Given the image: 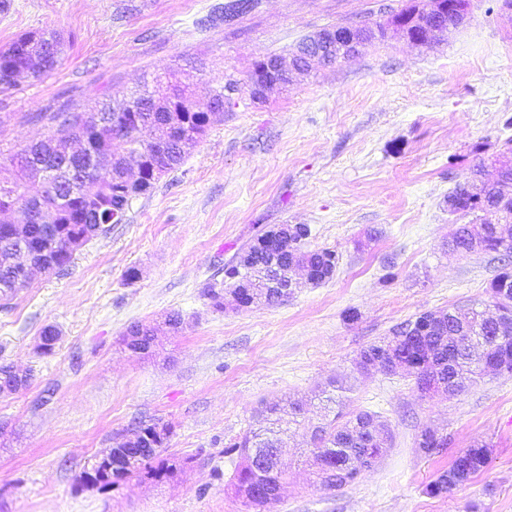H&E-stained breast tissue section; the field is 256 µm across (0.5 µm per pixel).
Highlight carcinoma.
Wrapping results in <instances>:
<instances>
[{"mask_svg": "<svg viewBox=\"0 0 512 512\" xmlns=\"http://www.w3.org/2000/svg\"><path fill=\"white\" fill-rule=\"evenodd\" d=\"M400 14L417 22V28L428 27L432 12L417 4V0H409V4L400 9ZM465 17L454 12H443L435 20V30L424 36L422 45L434 46L445 41L448 30L463 24ZM34 36L30 31L16 37L7 46L0 48V93H5L20 84L19 75L27 70L32 71V78L39 79L53 71L65 52V41L59 33L49 32L47 36L57 37L55 56L45 64L34 63L28 59L19 44L29 41ZM313 59H300L304 72L309 73L320 66H330L338 62L336 55L325 50L322 54L311 52ZM162 89L161 76L154 78V86H143L120 99L102 101L106 114L109 116L107 125V147L113 142L123 151L137 148L142 140L141 133L128 130L123 119L125 112L132 107L146 106L151 103L158 90ZM81 112L70 103H64L53 112H39L35 118L44 120L51 125L52 134L43 140L23 148L29 156L30 170L20 171L15 175L12 192L18 200L29 196L30 183L34 182L35 173L53 169L60 182L63 192H69L70 171L62 165L61 159L55 155L50 143L65 135L79 137L76 131L77 119ZM146 129L161 132L160 142L156 144L155 154L146 162L145 178L153 177L154 169L170 170L180 164L188 149L179 145L183 139L195 144L211 123L205 112H183L175 117L168 112L150 109L146 112ZM124 169H116L107 177H99L84 169L83 176L89 180L90 188L79 193L58 209L49 224H29L25 240L32 259L36 262L51 259L62 273L69 267L72 254L67 244L73 239L88 242L106 230L104 222L112 218V211H126L134 199L133 191L122 179ZM448 200L455 203L452 213L462 216L474 215L475 221L463 224L456 233V239L465 242L475 234L481 235L483 251L499 254H512V237H505L499 225L491 224L482 218L480 212L485 206L494 205L493 215L504 222L512 221V161L505 162L498 170V179L493 184L472 182L466 186L456 187ZM311 229L305 228L301 237L295 236L288 241L269 246L268 242L256 238L245 248V252L253 255L254 264L250 269H241L231 263L224 269L222 287L208 286L207 296L213 307L224 309V291L232 288L239 278H252L256 283L253 297L259 305L278 304L287 296L277 288L265 287L269 279V261L276 256L278 272L288 273V258L298 250L296 242L308 239ZM15 241L12 239L10 225L0 224V274L10 269L9 260L14 256ZM338 263L336 253L329 249L314 250L308 257L309 267L318 269L324 266H335ZM489 300L486 306L501 302L509 310L490 315L480 308V304L456 306L441 311V320L420 336L393 335L388 341L374 342L360 350L357 369L369 363H379L387 373L392 370L384 365L387 348L393 346L402 358L411 364L412 370L407 375L414 377L417 389L424 394L436 392L437 384L444 381L448 386V396H456L465 389L463 379L476 378L503 359L512 360V269L505 267L489 284ZM155 341L154 330L139 324L132 325L126 334V344L134 351L147 352ZM336 396L328 395L323 399V415L320 422L311 425L316 436L311 442L310 454L317 466L316 479L321 486L328 489H339L355 483L365 471L361 458L369 452L382 457L393 445V434L389 425L367 411H338L335 408ZM285 411L280 402H270L258 413L257 427L250 429L238 441L228 446V451H237L240 462L235 468L233 488L243 499L246 507L254 512H262L269 504L274 492L281 488L283 471L280 467L279 448L281 434L280 414ZM145 437L141 447L128 449L129 455L135 457V466L128 468L118 455H113L112 472L96 470L99 490L112 488L120 480L138 476L141 478L161 481L173 473L175 466L161 458L164 440L168 427L157 423L143 427ZM417 445L429 454L444 443L434 433L424 430L417 438ZM489 461V448L477 445L460 452L450 467L441 472L426 487L430 496H440L453 487L463 484L481 472Z\"/></svg>", "mask_w": 512, "mask_h": 512, "instance_id": "carcinoma-1", "label": "carcinoma"}]
</instances>
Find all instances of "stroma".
I'll list each match as a JSON object with an SVG mask.
<instances>
[{
    "instance_id": "1",
    "label": "stroma",
    "mask_w": 512,
    "mask_h": 512,
    "mask_svg": "<svg viewBox=\"0 0 512 512\" xmlns=\"http://www.w3.org/2000/svg\"><path fill=\"white\" fill-rule=\"evenodd\" d=\"M0 46L40 29L69 39L54 71L0 93V153L51 131L36 113L89 107L164 70L212 89L246 81L252 64L288 56L344 23L385 22L404 0H260L230 27H200L218 0H9ZM470 0L467 22L432 46L387 33L348 61L296 77L265 101L225 108L182 164L133 200L127 221L77 250L65 273L33 274L0 309V362L29 372L0 395V512H249L225 449L263 404H302L284 438L287 479L266 512H512V374H488L459 396L422 395L413 378L360 373L356 358L428 311L487 300L497 255L452 251L462 216L448 195L512 138V9ZM306 224V250L330 249L332 280L300 282L274 306L214 309L205 291L254 238ZM138 269L128 281L129 268ZM359 318L349 323L347 309ZM180 313L171 330L166 319ZM156 327L149 353L124 342ZM60 339L38 348L45 326ZM354 411L379 416L394 442L356 483L329 490L306 461L314 397L330 381ZM168 425L161 482L132 476L82 487L88 462L139 425ZM446 444L424 453L422 430ZM490 447L488 466L438 497L425 487L460 451Z\"/></svg>"
}]
</instances>
